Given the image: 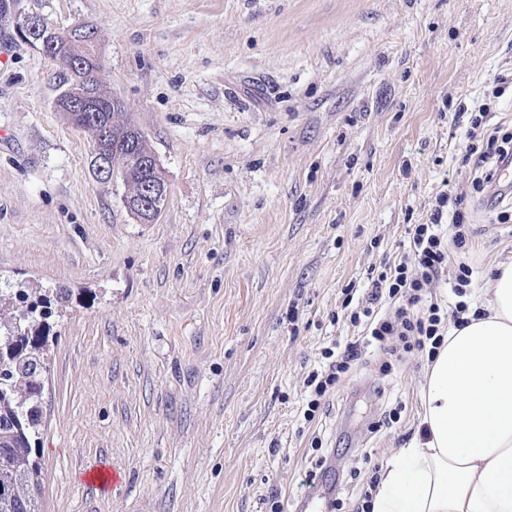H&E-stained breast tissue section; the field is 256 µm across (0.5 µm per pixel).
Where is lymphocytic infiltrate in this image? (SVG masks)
<instances>
[{"label":"lymphocytic infiltrate","instance_id":"f902f5d3","mask_svg":"<svg viewBox=\"0 0 512 512\" xmlns=\"http://www.w3.org/2000/svg\"><path fill=\"white\" fill-rule=\"evenodd\" d=\"M466 138L462 165L467 169L475 199L452 191L445 193L442 203L453 206L452 238L441 234L442 215L434 213L430 223L415 225L408 251L386 262L383 270L372 278L357 310L349 315L350 324L361 328V335L348 339L339 351L324 352V365L311 371L306 379L309 399L303 411L305 421H313L323 411L327 396L363 364L369 348L389 355V362L379 368L380 375H388L392 362L402 361L406 353L438 349L443 341L445 318L457 321L466 312L461 297L472 274L466 264L458 266L454 291L460 301L451 316H444L440 304L428 300L426 293L447 268L449 248L464 247L472 207H481L496 223L512 222V191L494 180L499 166L512 164V126L500 124L488 129L483 116L478 115L472 118Z\"/></svg>","mask_w":512,"mask_h":512}]
</instances>
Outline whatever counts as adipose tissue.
Listing matches in <instances>:
<instances>
[{
    "instance_id": "1",
    "label": "adipose tissue",
    "mask_w": 512,
    "mask_h": 512,
    "mask_svg": "<svg viewBox=\"0 0 512 512\" xmlns=\"http://www.w3.org/2000/svg\"><path fill=\"white\" fill-rule=\"evenodd\" d=\"M428 359L418 433L383 465L371 512H512V255Z\"/></svg>"
}]
</instances>
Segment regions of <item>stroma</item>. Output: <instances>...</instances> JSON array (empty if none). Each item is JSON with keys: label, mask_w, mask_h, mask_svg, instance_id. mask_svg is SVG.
I'll return each mask as SVG.
<instances>
[{"label": "stroma", "mask_w": 512, "mask_h": 512, "mask_svg": "<svg viewBox=\"0 0 512 512\" xmlns=\"http://www.w3.org/2000/svg\"><path fill=\"white\" fill-rule=\"evenodd\" d=\"M0 17V289L70 288L51 318L40 439L43 512H294L415 435L426 356L394 363L401 421L368 433L369 362L311 425L303 382L352 335L339 312L410 244L439 195L474 100L512 115V0H12ZM37 13L96 26L102 79L151 144L165 206L140 224L122 181L92 169L89 132L57 110L64 64L13 37ZM468 305L512 223L478 213ZM320 437L321 450L311 446ZM110 464L121 482L86 488Z\"/></svg>", "instance_id": "1"}]
</instances>
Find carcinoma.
I'll return each mask as SVG.
<instances>
[{
  "label": "carcinoma",
  "instance_id": "carcinoma-1",
  "mask_svg": "<svg viewBox=\"0 0 512 512\" xmlns=\"http://www.w3.org/2000/svg\"><path fill=\"white\" fill-rule=\"evenodd\" d=\"M49 57L61 60L67 67V83L81 84L109 100L107 111L98 113V120L82 124L79 129L93 136V147L109 152L120 163L118 174L129 192L147 199L146 186L151 177L142 166L143 159L155 155L146 136L131 121L122 119V112L112 111V94L102 85L103 66L85 59L81 43L63 32L51 34L47 40ZM71 298L70 289L60 287L53 296L24 284L9 294L0 292V355L11 360V374L0 385V487L9 493L0 495V512H41L40 476L37 461L42 411L34 388L47 353L41 347L19 348L12 338L16 319L28 316V322L40 341L45 336L39 324L52 315V308L65 306Z\"/></svg>",
  "mask_w": 512,
  "mask_h": 512
}]
</instances>
